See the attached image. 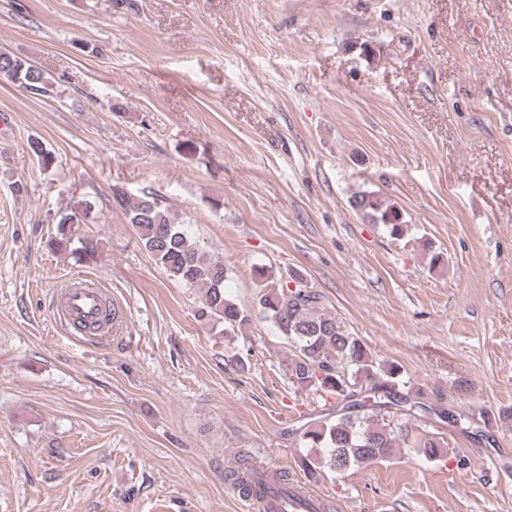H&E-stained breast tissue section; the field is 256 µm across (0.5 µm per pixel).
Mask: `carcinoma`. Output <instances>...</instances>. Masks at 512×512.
<instances>
[{
	"instance_id": "obj_1",
	"label": "carcinoma",
	"mask_w": 512,
	"mask_h": 512,
	"mask_svg": "<svg viewBox=\"0 0 512 512\" xmlns=\"http://www.w3.org/2000/svg\"><path fill=\"white\" fill-rule=\"evenodd\" d=\"M5 69V77L35 96L55 93L54 82L38 67L1 51L0 71ZM28 147L40 167L47 169L54 164L53 156L39 139L29 140ZM112 195L156 264L171 279L204 289L199 317L222 320L224 326L239 330L250 323L248 311L226 291L224 262L194 241L176 214L145 192L130 195L115 188ZM350 206L368 222L383 225L396 240L408 234L409 225L400 210L372 192L356 193ZM90 209V202L82 201L61 217L53 239L55 248H68L73 225L82 223L81 217ZM254 275L260 286L259 307L293 348L287 367L288 382L298 390L322 391L343 402L336 413L323 415L322 420L301 433L306 447L321 449L323 456L306 455L300 459V467L314 478L323 463L345 471L390 457L397 437L390 425L375 421L374 416L397 406L403 415L413 417L424 406L420 393L403 382L398 366L376 359L366 344L348 332L324 306L323 296L310 288L301 274L295 272L284 278L261 265L254 269ZM292 283L296 288H290ZM415 447L425 458L435 460L442 456L446 444L424 435L416 439ZM256 474L253 458L243 455L228 479L244 495L270 493L284 503L295 496L291 472L272 471L266 482L258 485L254 482Z\"/></svg>"
}]
</instances>
